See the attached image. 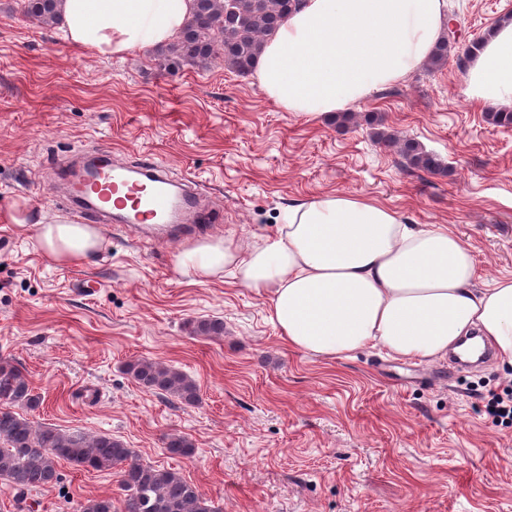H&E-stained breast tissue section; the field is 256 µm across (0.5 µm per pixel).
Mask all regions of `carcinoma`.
Here are the masks:
<instances>
[{"label": "carcinoma", "mask_w": 512, "mask_h": 512, "mask_svg": "<svg viewBox=\"0 0 512 512\" xmlns=\"http://www.w3.org/2000/svg\"><path fill=\"white\" fill-rule=\"evenodd\" d=\"M57 0H22L24 16L38 25L57 24ZM195 13L178 39L156 52L158 65L175 71L185 63L206 64L215 47L224 53V66L244 75L253 71L265 37L273 34L298 0H194ZM379 140L398 145L406 167L430 174H445L447 166L417 142L400 140L380 129L382 118H365ZM193 333L211 338L224 335L219 319L191 323ZM125 372L140 386L167 394L185 405L199 399L193 379L178 368L158 360L134 359ZM41 396L33 393L28 374L8 360H0V480L25 494L42 490L59 479L58 462L77 469L110 471L118 469L123 497L88 498L80 512H218L199 488L179 473L142 462L136 452L110 434L93 436L63 432L52 426L37 425L16 408L34 411ZM194 443L186 436L171 435L164 442L172 457L194 454Z\"/></svg>", "instance_id": "cac0c4a2"}]
</instances>
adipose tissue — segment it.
Here are the masks:
<instances>
[{
  "mask_svg": "<svg viewBox=\"0 0 512 512\" xmlns=\"http://www.w3.org/2000/svg\"><path fill=\"white\" fill-rule=\"evenodd\" d=\"M193 0H61L74 47L122 56L172 42ZM448 32V0H303L268 38L255 64L265 95L309 117L349 111L373 91L420 69ZM467 94L512 111V17L489 27L471 57ZM37 242L57 263L96 251L95 227L39 223ZM180 271L204 283L227 272L264 295L288 349L333 359L380 348L432 363L478 336L512 366V277L475 287L469 246L448 225L409 224L394 208L348 193L289 207L262 244L231 235L180 251Z\"/></svg>",
  "mask_w": 512,
  "mask_h": 512,
  "instance_id": "ef3b65f1",
  "label": "adipose tissue"
}]
</instances>
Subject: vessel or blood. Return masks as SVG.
Segmentation results:
<instances>
[{
	"instance_id": "1",
	"label": "vessel or blood",
	"mask_w": 512,
	"mask_h": 512,
	"mask_svg": "<svg viewBox=\"0 0 512 512\" xmlns=\"http://www.w3.org/2000/svg\"><path fill=\"white\" fill-rule=\"evenodd\" d=\"M122 188L135 195L132 211L124 218L135 233L158 231L163 223L179 220L195 231L212 218L211 209L200 205L191 184L172 181L165 165L157 162L136 166L105 163L93 184H70L65 197L75 213L96 220L107 213L113 193Z\"/></svg>"
}]
</instances>
